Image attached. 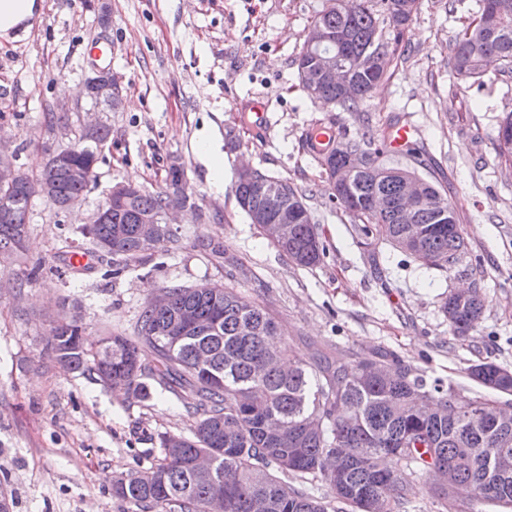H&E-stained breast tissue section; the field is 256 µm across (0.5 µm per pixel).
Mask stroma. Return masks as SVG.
I'll return each mask as SVG.
<instances>
[{"label": "stroma", "mask_w": 512, "mask_h": 512, "mask_svg": "<svg viewBox=\"0 0 512 512\" xmlns=\"http://www.w3.org/2000/svg\"><path fill=\"white\" fill-rule=\"evenodd\" d=\"M329 0H43L29 34L0 43V137L17 163L41 169L50 152L102 126L89 191L62 211L34 198L22 257L0 267V483L12 512H134L113 497L114 478L163 457L158 436L190 435L194 420L158 384L128 403L87 375L51 360L54 317H77L92 337L133 335L145 302L161 288L221 283L275 319L287 348H321L347 361L384 349L466 396L479 386L469 365L512 370V166L496 154L498 125L512 112V77L490 62L480 88L454 84L451 44L478 0H420L404 58L358 111L321 104L302 89L294 59ZM108 51L120 100L87 108L83 90L95 47ZM264 96L272 126L253 127L249 107ZM420 130L424 165L406 154L386 163L416 167L456 209L467 252L451 271L422 265L387 244L365 249L354 219L333 200L318 156L303 137L333 125L351 138L380 139L388 124ZM208 135L223 155L225 184L215 192L195 152ZM185 174L193 210L172 224L163 247L120 273L96 263L72 273L58 259L90 243V223L109 189L166 185L171 165ZM304 190L325 246L321 263L296 266L259 234L233 189L241 165ZM38 267L35 279L22 272ZM480 287L481 332L451 334L442 303L449 291Z\"/></svg>", "instance_id": "stroma-1"}]
</instances>
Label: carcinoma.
<instances>
[{"label":"carcinoma","instance_id":"obj_1","mask_svg":"<svg viewBox=\"0 0 512 512\" xmlns=\"http://www.w3.org/2000/svg\"><path fill=\"white\" fill-rule=\"evenodd\" d=\"M396 0H331L315 22L341 35L332 49L350 68L353 93L325 86L318 100L354 112L389 70L376 64L390 63L404 42V31L384 36L379 20ZM476 17L498 15L499 29L486 34L479 27L456 36L452 69L462 91L481 84L484 64L490 58L504 62L503 73H512V0H479ZM110 130L102 127L91 137L80 136L71 153V164L86 177L77 179L65 166L47 159L39 175L53 184L50 204L64 205L85 195L98 163L99 143ZM344 148L339 158L358 154L365 163L350 189L333 194L356 220L354 231L366 246L380 242L410 255L414 260L443 272L450 271L466 252L456 210L452 220L441 223L448 200L431 182L415 209L416 219L405 224L392 214L376 213L370 199L377 194L399 196L407 169L384 163L385 147L354 139L337 142ZM497 157L512 165V112L505 114L497 137ZM237 202L246 199L278 213L290 206L298 220L286 241L272 244L296 265L319 264L324 246L316 231L305 193L294 184L258 173L254 182L237 181ZM0 250L22 252L29 224L31 200L20 188H0ZM168 189L150 192L129 187L123 201L112 203V221L94 222L83 229L92 239L98 259L119 266L144 257L136 232L140 218L159 214ZM124 238H114L116 226ZM168 307L143 306L136 336H112V347L89 343L85 327L72 317L50 328V335L67 337L68 353L51 349L53 359L64 358L67 369L100 375L106 369L112 386L124 390L126 400L138 403L150 397L152 379L183 399L195 419L190 436L159 435L163 458L151 472L139 471L112 482L114 497L136 512H207L211 496L224 490V512H254L253 502L262 497L264 512H408L409 479L438 472L453 482L478 487L477 503L512 508V414L495 413L498 401L477 394L468 399L473 411L486 412L476 420L472 411L459 409L462 395L445 390L437 382L379 350L346 363L318 351L283 369L282 348L274 318L258 305L240 302L233 289L215 285L199 288L169 287ZM454 291L443 310L448 327L457 337L480 332L484 303L478 288ZM190 307L206 321L218 322L217 330L191 334L174 344L164 335L173 314ZM205 350L209 361L199 365L197 352ZM470 379L488 390L512 393V376L503 367L483 361L467 368ZM322 423L319 432L307 429ZM177 441L169 448L166 441ZM496 446L508 457L509 468L499 471L483 458V449ZM209 455L212 472L195 470L199 454ZM329 497L316 498L297 486L309 479L328 478Z\"/></svg>","mask_w":512,"mask_h":512}]
</instances>
